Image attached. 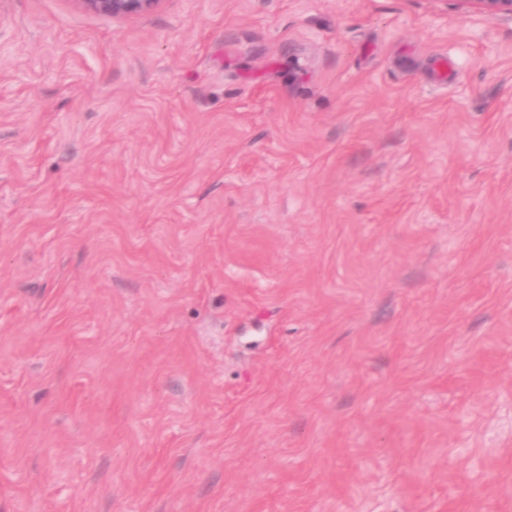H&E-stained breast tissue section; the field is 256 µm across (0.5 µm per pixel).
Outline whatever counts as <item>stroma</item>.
Instances as JSON below:
<instances>
[{
    "label": "stroma",
    "instance_id": "obj_1",
    "mask_svg": "<svg viewBox=\"0 0 512 512\" xmlns=\"http://www.w3.org/2000/svg\"><path fill=\"white\" fill-rule=\"evenodd\" d=\"M0 512H512V21L0 0ZM80 2L94 12L116 18L146 13L152 10L159 0H80Z\"/></svg>",
    "mask_w": 512,
    "mask_h": 512
}]
</instances>
